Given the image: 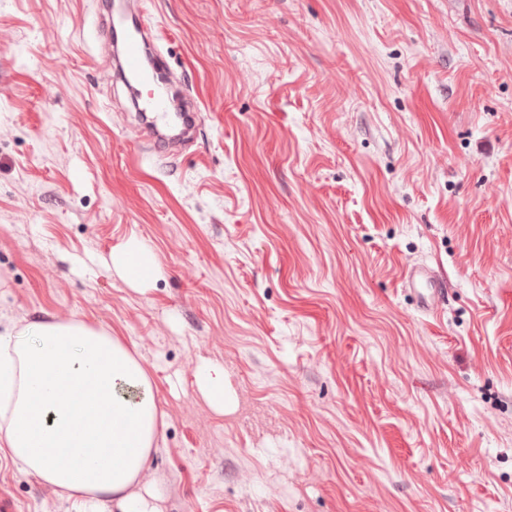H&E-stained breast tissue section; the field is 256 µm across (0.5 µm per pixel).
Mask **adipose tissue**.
Wrapping results in <instances>:
<instances>
[{
  "label": "adipose tissue",
  "instance_id": "ef3b65f1",
  "mask_svg": "<svg viewBox=\"0 0 512 512\" xmlns=\"http://www.w3.org/2000/svg\"><path fill=\"white\" fill-rule=\"evenodd\" d=\"M112 264L133 283L155 271L140 242ZM162 425L154 381L120 337L55 317L0 333V451L86 512H161L141 481Z\"/></svg>",
  "mask_w": 512,
  "mask_h": 512
}]
</instances>
